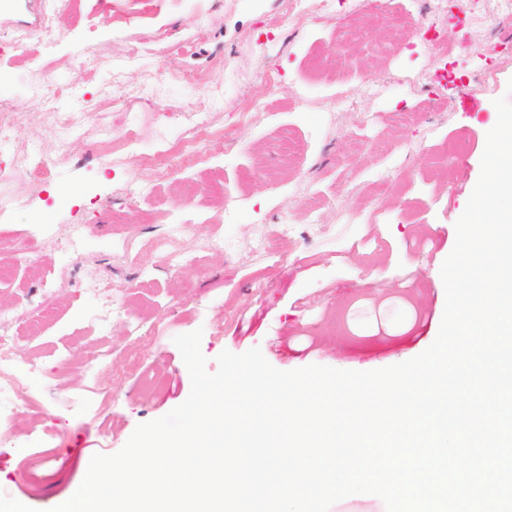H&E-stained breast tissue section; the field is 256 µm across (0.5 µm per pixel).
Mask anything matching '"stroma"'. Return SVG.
I'll use <instances>...</instances> for the list:
<instances>
[{"mask_svg": "<svg viewBox=\"0 0 512 512\" xmlns=\"http://www.w3.org/2000/svg\"><path fill=\"white\" fill-rule=\"evenodd\" d=\"M287 8L166 0L151 15L143 0H71L49 17L39 0H0V32L32 38L30 52L0 49L14 145H39L59 173L39 188L19 176L0 186L10 212L0 223V265L10 270L0 307L20 315L16 342L36 357L41 387L0 432V493L50 512L87 458L118 452L139 424L182 404L191 379L177 335L202 330L211 372L222 351L254 347L282 371H370L436 339L440 268L479 179L512 53L460 67L426 54L407 22L352 40L343 0L317 25L286 22ZM48 27L50 42L40 38ZM170 65L181 81L166 79ZM41 76L70 88L61 106L82 115L63 153L47 138ZM165 109L206 110L218 131L204 143L210 163L178 158L156 175L149 158ZM131 115L142 147L129 153L113 133ZM104 147L125 158L105 177L95 162ZM178 217L223 231L233 249L202 250L193 233L179 241L192 262L170 268L153 243ZM74 224L85 234L78 254ZM262 232L273 251L256 248ZM94 275L125 296L107 332L88 318Z\"/></svg>", "mask_w": 512, "mask_h": 512, "instance_id": "stroma-1", "label": "stroma"}]
</instances>
